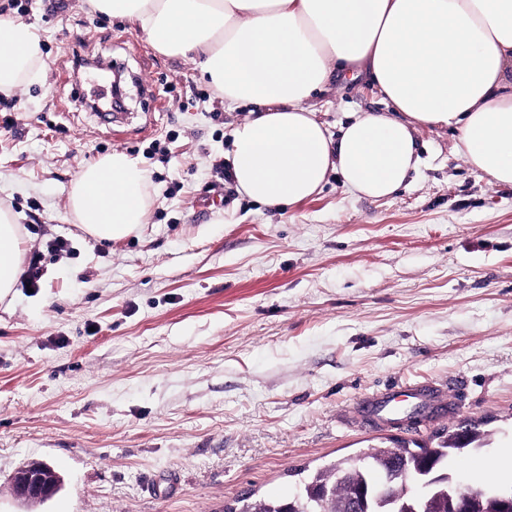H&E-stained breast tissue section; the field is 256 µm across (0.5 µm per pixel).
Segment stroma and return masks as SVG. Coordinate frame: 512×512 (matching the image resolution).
<instances>
[{
    "mask_svg": "<svg viewBox=\"0 0 512 512\" xmlns=\"http://www.w3.org/2000/svg\"><path fill=\"white\" fill-rule=\"evenodd\" d=\"M0 11L40 34L36 77L0 100V123L17 125L0 127V208L43 269L0 299V512H22L10 478L32 460L62 480L33 512H224L396 439L436 445L462 421L479 434L448 459L462 486L482 485L478 466L512 484L498 468L512 448V187L472 169L454 131L416 129L420 163L393 197L352 195L333 174L271 209L216 174L247 112L215 98L191 58L158 53L91 0ZM75 39L123 70L127 123L86 109L107 85L73 81ZM309 105L335 137L387 109L362 78ZM115 151L148 170L151 207L139 232L101 243L68 192ZM395 383L442 386L459 410L430 425L356 419Z\"/></svg>",
    "mask_w": 512,
    "mask_h": 512,
    "instance_id": "1",
    "label": "stroma"
}]
</instances>
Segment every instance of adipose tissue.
<instances>
[{"instance_id": "obj_1", "label": "adipose tissue", "mask_w": 512, "mask_h": 512, "mask_svg": "<svg viewBox=\"0 0 512 512\" xmlns=\"http://www.w3.org/2000/svg\"><path fill=\"white\" fill-rule=\"evenodd\" d=\"M159 52L189 56L225 99L252 106L224 152L238 193L269 208L319 193L329 173L389 197L420 162L417 126L448 127L468 164L512 186V0H92ZM40 63L34 27L0 15V95ZM367 75L392 115L354 116L332 138L308 106L334 77ZM149 176L112 152L69 191L76 223L119 241L148 221ZM16 216L0 209V296L21 274Z\"/></svg>"}]
</instances>
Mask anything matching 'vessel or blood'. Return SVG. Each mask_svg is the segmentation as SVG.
Wrapping results in <instances>:
<instances>
[{
	"mask_svg": "<svg viewBox=\"0 0 512 512\" xmlns=\"http://www.w3.org/2000/svg\"><path fill=\"white\" fill-rule=\"evenodd\" d=\"M409 401L421 409L425 418L429 420L456 409L453 396L442 387L395 384L365 398L357 412L364 418L389 422L401 413L405 403Z\"/></svg>",
	"mask_w": 512,
	"mask_h": 512,
	"instance_id": "b4317fda",
	"label": "vessel or blood"
}]
</instances>
